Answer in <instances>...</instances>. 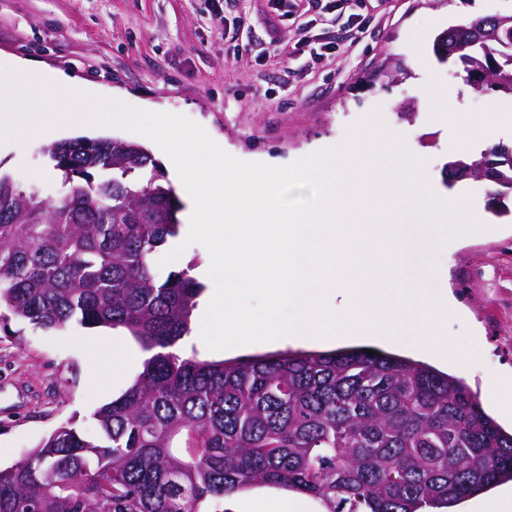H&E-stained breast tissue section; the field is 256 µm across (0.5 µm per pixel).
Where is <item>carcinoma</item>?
Returning a JSON list of instances; mask_svg holds the SVG:
<instances>
[{
  "label": "carcinoma",
  "mask_w": 512,
  "mask_h": 512,
  "mask_svg": "<svg viewBox=\"0 0 512 512\" xmlns=\"http://www.w3.org/2000/svg\"><path fill=\"white\" fill-rule=\"evenodd\" d=\"M474 16L434 39L467 83L490 67ZM60 197L0 174V319L53 330L122 327L153 355L93 413L0 468V512H229L254 487L299 492L321 512H452L512 482V431L460 378L361 348L208 361L182 354L203 286L163 277L179 203L149 152L78 137L43 149Z\"/></svg>",
  "instance_id": "1"
}]
</instances>
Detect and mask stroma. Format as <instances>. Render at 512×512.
I'll use <instances>...</instances> for the list:
<instances>
[{"label":"stroma","instance_id":"1","mask_svg":"<svg viewBox=\"0 0 512 512\" xmlns=\"http://www.w3.org/2000/svg\"><path fill=\"white\" fill-rule=\"evenodd\" d=\"M512 13V0H299L281 16L270 0H224L225 29L215 27L209 0H0V65L24 58L123 93L126 104L188 116L230 155L287 165L341 144L349 126L372 111L426 160L434 186L471 195L485 207L492 183L450 181V126H433L425 110L438 91L455 94L463 112H483L493 91H473L462 69L431 58L418 67L417 48L476 15ZM247 53H238V46ZM389 58L406 78L379 77ZM43 141L0 155V173L37 183L56 198L62 173L49 169ZM48 168L34 180L32 173ZM439 288L454 292L465 313L447 325L471 333L478 363L440 364L478 396L508 431L512 417L494 399H512V214L490 237L463 235L456 251L439 254ZM96 330L71 325L45 331L12 319L0 323V465L59 426L91 428L90 416L141 371L138 363L109 374L113 350H127V332L91 354Z\"/></svg>","mask_w":512,"mask_h":512}]
</instances>
